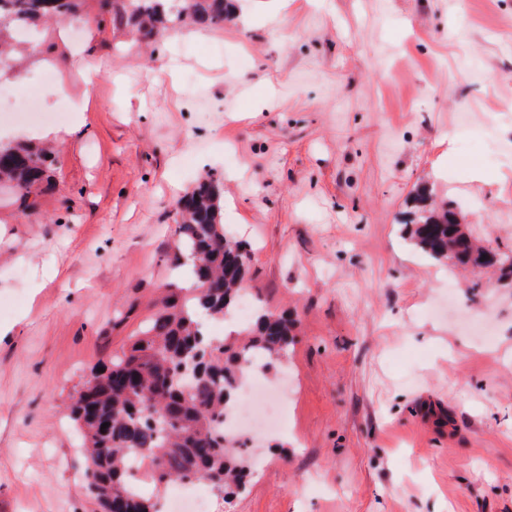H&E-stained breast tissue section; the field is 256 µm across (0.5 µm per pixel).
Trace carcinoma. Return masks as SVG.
<instances>
[{
    "label": "carcinoma",
    "mask_w": 512,
    "mask_h": 512,
    "mask_svg": "<svg viewBox=\"0 0 512 512\" xmlns=\"http://www.w3.org/2000/svg\"><path fill=\"white\" fill-rule=\"evenodd\" d=\"M80 0H0V60L19 24L65 19ZM236 11L232 0H112V19L129 25L135 39H150L189 22L199 28L224 24ZM48 151L27 144H0V180L25 198L45 180ZM407 233L430 259L487 267L496 258L499 279L512 281V253L480 246L457 222L449 205L434 206L426 191L413 196ZM176 239L171 262L187 267L193 295L168 285L161 307L134 336L128 350L112 355L104 371L73 397L87 489L102 512H161L159 499L139 492L129 480L130 459L147 461L154 481L203 480L224 499L246 488L251 467L219 429L233 406L237 382L250 353L271 368L294 343V322L257 309L243 328V343L204 337L206 320L235 313L248 271V245L224 232L223 179L209 174L176 204ZM108 424L101 429L102 424Z\"/></svg>",
    "instance_id": "carcinoma-1"
}]
</instances>
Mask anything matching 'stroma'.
<instances>
[{"instance_id": "1", "label": "stroma", "mask_w": 512, "mask_h": 512, "mask_svg": "<svg viewBox=\"0 0 512 512\" xmlns=\"http://www.w3.org/2000/svg\"><path fill=\"white\" fill-rule=\"evenodd\" d=\"M103 2L4 77L52 67L51 112L105 72L32 207L0 191V512H100L70 401L155 312L175 201L208 171L247 292L297 318L268 372L294 381L288 421L215 512H512V288L401 226L425 186L512 248V0H240L151 49Z\"/></svg>"}]
</instances>
